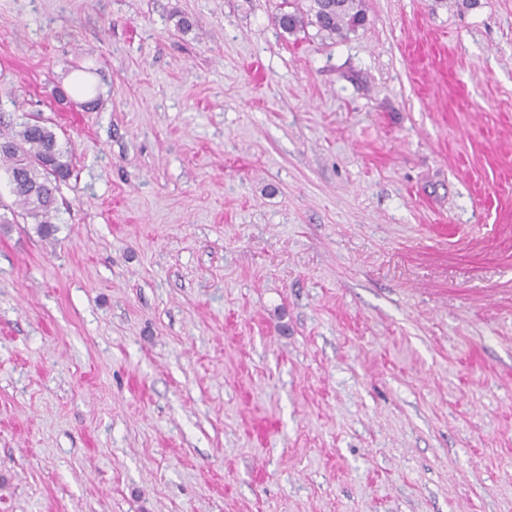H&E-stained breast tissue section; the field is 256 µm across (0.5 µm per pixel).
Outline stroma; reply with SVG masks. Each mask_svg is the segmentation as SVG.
Listing matches in <instances>:
<instances>
[{
  "label": "stroma",
  "instance_id": "1",
  "mask_svg": "<svg viewBox=\"0 0 512 512\" xmlns=\"http://www.w3.org/2000/svg\"><path fill=\"white\" fill-rule=\"evenodd\" d=\"M280 2L0 0V512H512V0ZM297 2V4H296ZM286 1L285 7L293 11H281L274 17V23L285 33L292 34L310 24L319 32L343 36L355 32L366 22L363 0H307ZM67 153L52 127L38 119L21 122L7 133L0 131V165L10 176L22 215L32 219L45 237L53 232L59 185L72 173L64 159Z\"/></svg>",
  "mask_w": 512,
  "mask_h": 512
}]
</instances>
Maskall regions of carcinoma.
<instances>
[{
  "label": "carcinoma",
  "mask_w": 512,
  "mask_h": 512,
  "mask_svg": "<svg viewBox=\"0 0 512 512\" xmlns=\"http://www.w3.org/2000/svg\"><path fill=\"white\" fill-rule=\"evenodd\" d=\"M285 7L274 23L289 34L310 24L320 32L341 36L366 22L363 0H307L304 7L287 0ZM66 154L52 127L41 120L29 119L6 133L0 131V165L10 176L23 215L45 237L53 232L59 185L72 173Z\"/></svg>",
  "instance_id": "carcinoma-1"
}]
</instances>
